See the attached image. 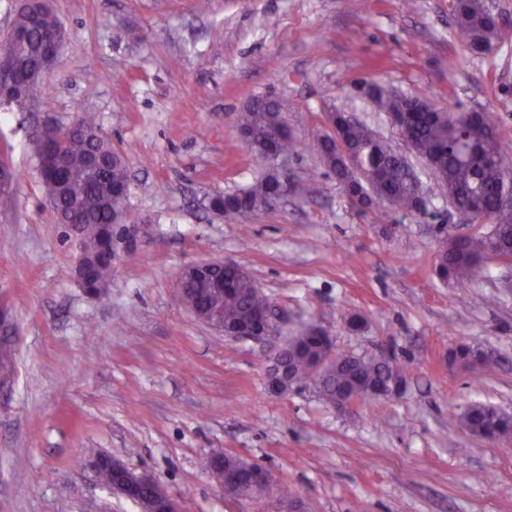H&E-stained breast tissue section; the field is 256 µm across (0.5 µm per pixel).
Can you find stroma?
<instances>
[{
	"mask_svg": "<svg viewBox=\"0 0 512 512\" xmlns=\"http://www.w3.org/2000/svg\"><path fill=\"white\" fill-rule=\"evenodd\" d=\"M508 28L467 55L454 0H50L65 46L36 102L0 106V153L19 178L0 195V303L14 373L0 391V512H141L100 484V456L151 475L182 512H512V440L472 436L474 402L512 414V265L459 285L436 274V240L467 233L434 176L427 214L353 208L319 156L306 196L229 221L210 198L253 183L262 162L235 125L259 96L288 104L301 142L347 111L409 149L360 79L425 92L438 108H488L512 146V0H484ZM126 162L140 235L110 287L86 295L77 250L46 201L32 140L83 113ZM228 261L266 294L284 334L316 324L340 354L388 355L406 386L343 411L310 383L267 388L269 351L198 321L178 292L187 265ZM363 324L352 330L350 317ZM481 347L470 370L452 350ZM232 452L270 483L229 495L203 467Z\"/></svg>",
	"mask_w": 512,
	"mask_h": 512,
	"instance_id": "1",
	"label": "stroma"
}]
</instances>
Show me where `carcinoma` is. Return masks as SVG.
Instances as JSON below:
<instances>
[{"label": "carcinoma", "mask_w": 512, "mask_h": 512, "mask_svg": "<svg viewBox=\"0 0 512 512\" xmlns=\"http://www.w3.org/2000/svg\"><path fill=\"white\" fill-rule=\"evenodd\" d=\"M453 13L455 36L467 54L488 55L496 49L501 29L483 0H456ZM55 24L56 19L48 15L38 27L23 32L11 28L7 41L16 38L24 43L17 51L20 76H25L29 59ZM370 99L379 111L403 116L401 137L417 147L421 158L434 161V175L451 205L467 211L473 200L482 202L483 209L468 220L481 224L485 217H490L499 238L500 253L512 256V183L504 181V173L512 171V154L505 148L491 112L472 109L458 114H415L407 111L404 96L389 95L374 83L370 84ZM284 112L286 107L281 100L258 97L238 114L237 126L248 135V148L266 164L270 163L271 147L287 157L298 153L299 144L288 130ZM80 120L87 134L64 142L71 159L65 182L59 184L51 179L43 181V185L53 211L70 216L79 226L81 249L91 259L84 284L101 292L112 280V257L107 247L119 232V225L112 223V215L119 213L124 223H131L125 198L119 194L128 174L125 161L112 163V142L98 128L95 115L86 113ZM310 148L336 176L350 203L361 211L366 212L376 204L403 212L417 211L419 199L401 161L387 141L371 140L367 127L351 130L338 125L336 136L325 133ZM93 150L104 155L105 164L87 169L82 160ZM278 192L279 182L264 174L245 189L211 199L209 206L219 207L226 219L239 218L246 211L269 209ZM486 244V237L478 231L462 239H440V274L456 283L483 278L489 256ZM217 278L224 279V284L187 281L184 287L199 307L223 312L224 322L255 318L267 305L266 296L254 290L253 283L238 281L235 272L227 270L217 274ZM291 373L297 382L313 379L303 356L291 360ZM392 381H405L396 360L344 356L315 384L323 399L334 405L351 395L366 399L371 390ZM460 422L478 437H512V415L486 404L469 405L460 414Z\"/></svg>", "instance_id": "carcinoma-1"}]
</instances>
